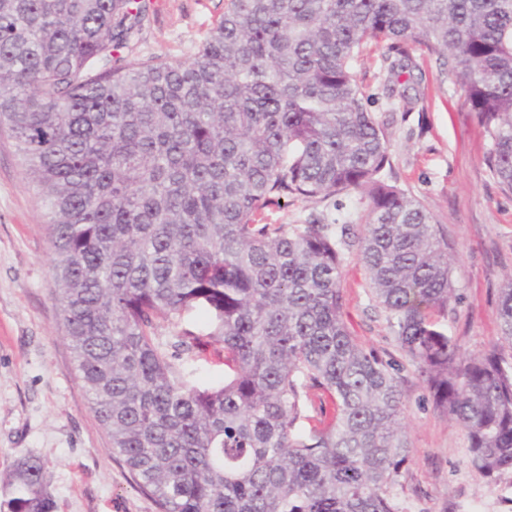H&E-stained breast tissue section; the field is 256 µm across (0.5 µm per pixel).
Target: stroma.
Masks as SVG:
<instances>
[{"label":"stroma","instance_id":"stroma-1","mask_svg":"<svg viewBox=\"0 0 512 512\" xmlns=\"http://www.w3.org/2000/svg\"><path fill=\"white\" fill-rule=\"evenodd\" d=\"M149 18L128 58L183 60L219 22L224 0H149ZM384 46L369 44L357 65L364 103L389 133L392 170L386 180L416 196L434 215L454 256L458 299L441 322L462 353L497 346L502 288L512 279V193L485 163L491 141L465 103L462 84L433 56L414 53L406 96L388 80ZM337 221L361 233L366 202L343 197L340 207L283 197L256 217L260 224ZM50 245L44 214L18 166L8 131L0 132V498L20 455L47 461L55 512H156L91 409L63 337L50 289ZM343 318L358 344L394 366L404 401L409 453L391 488L404 512H467L471 502L512 512V471L490 480L469 464L468 441L435 403L401 351L382 307L372 298L356 249L343 256Z\"/></svg>","mask_w":512,"mask_h":512}]
</instances>
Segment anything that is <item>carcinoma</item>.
<instances>
[{"instance_id": "carcinoma-1", "label": "carcinoma", "mask_w": 512, "mask_h": 512, "mask_svg": "<svg viewBox=\"0 0 512 512\" xmlns=\"http://www.w3.org/2000/svg\"><path fill=\"white\" fill-rule=\"evenodd\" d=\"M147 17L148 0H0V129L46 217L64 339L139 490L157 512H403V401L343 319L350 247L471 467L512 470V360L461 355L434 318L455 299L448 241L382 177L388 132L355 74L369 40L397 79L415 50L442 60L512 193V0H224L190 58L122 56ZM353 191L360 236L255 223L276 195ZM197 312L207 332L157 336ZM497 318L512 344V278ZM206 344L228 373L198 387ZM7 482L0 512H54L41 458Z\"/></svg>"}]
</instances>
